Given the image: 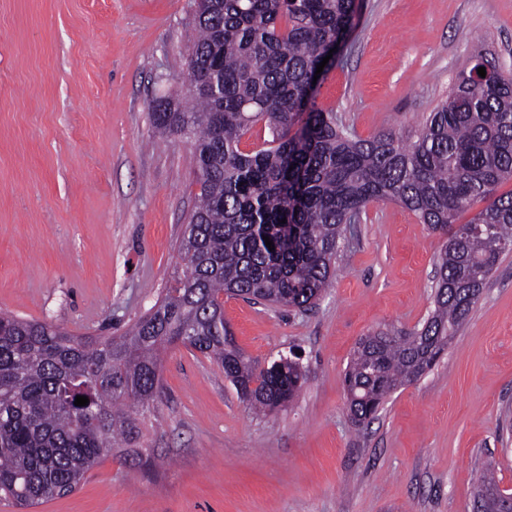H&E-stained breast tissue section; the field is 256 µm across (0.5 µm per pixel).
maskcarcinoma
<instances>
[{
  "instance_id": "cac0c4a2",
  "label": "carcinoma",
  "mask_w": 512,
  "mask_h": 512,
  "mask_svg": "<svg viewBox=\"0 0 512 512\" xmlns=\"http://www.w3.org/2000/svg\"><path fill=\"white\" fill-rule=\"evenodd\" d=\"M354 12L355 0H197L183 81L191 107L156 113L190 139L199 186L181 269L120 336L0 313L1 499L31 508L69 495L112 448L143 463L133 447L137 415L156 397L161 355L174 346L224 368L252 411L286 407L303 371L288 359L265 368L247 357L224 323V296L307 309L332 285L347 225L374 202L403 205L446 241L422 326L380 328L357 343L344 377L352 422L371 420L457 335L500 255L512 251V193L496 194L512 180V70L478 54L416 139L392 131L362 139L316 107L312 86ZM260 121L272 139L244 150ZM78 396L88 405H74ZM504 493L487 465L479 507L501 512Z\"/></svg>"
}]
</instances>
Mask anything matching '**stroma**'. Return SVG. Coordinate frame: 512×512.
<instances>
[{"instance_id": "stroma-1", "label": "stroma", "mask_w": 512, "mask_h": 512, "mask_svg": "<svg viewBox=\"0 0 512 512\" xmlns=\"http://www.w3.org/2000/svg\"><path fill=\"white\" fill-rule=\"evenodd\" d=\"M194 0H0V312L122 333L160 299L198 187L177 77ZM479 52L512 69V0H355L342 63L315 104L364 139H413ZM442 240L394 202L341 241L315 307L225 298L239 348L297 353L303 388L254 416L221 366L177 347L141 418L148 467L106 455L74 493L32 512H471L481 469L512 490V252L436 365L376 419L349 417L358 340L410 330L432 308Z\"/></svg>"}]
</instances>
